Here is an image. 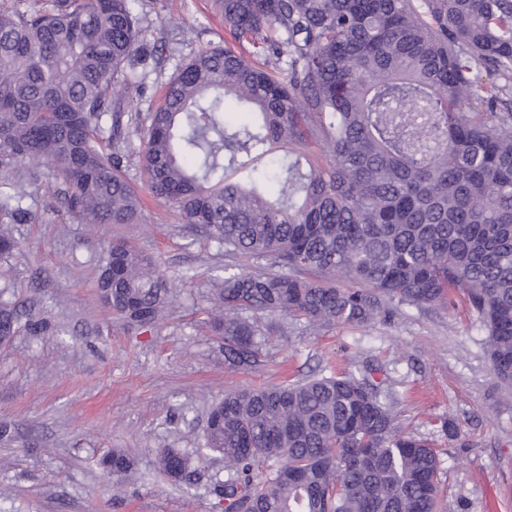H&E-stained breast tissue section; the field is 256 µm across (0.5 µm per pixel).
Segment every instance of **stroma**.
<instances>
[{"label": "stroma", "instance_id": "stroma-1", "mask_svg": "<svg viewBox=\"0 0 512 512\" xmlns=\"http://www.w3.org/2000/svg\"><path fill=\"white\" fill-rule=\"evenodd\" d=\"M135 8L148 26L145 79L122 96L121 110L146 113L182 61L232 39L214 0H137ZM138 145L133 138L122 147V169L142 201L138 223H80L51 178L25 200L36 220L16 225L22 249L6 278L10 300L33 325L0 345V424L10 428L0 439V512H215L208 484L223 477L222 463L207 462L189 489L159 474L158 450L195 454L208 409L225 390L348 368L362 348L397 396L399 429L437 451L445 512H487L492 495L501 512H512V388L494 374L479 323L458 298L404 307L390 323L365 328L312 329L284 317L266 365L230 371L209 324L224 248L153 197ZM119 238L168 279L171 304L145 333L125 327L97 292L94 270ZM113 448L135 458L120 481L97 465Z\"/></svg>", "mask_w": 512, "mask_h": 512}]
</instances>
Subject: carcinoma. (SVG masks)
<instances>
[{
  "instance_id": "cac0c4a2",
  "label": "carcinoma",
  "mask_w": 512,
  "mask_h": 512,
  "mask_svg": "<svg viewBox=\"0 0 512 512\" xmlns=\"http://www.w3.org/2000/svg\"><path fill=\"white\" fill-rule=\"evenodd\" d=\"M135 0H0V263L21 248L26 186L43 168L84 224H135L137 190L102 147L133 136L150 192L206 226L238 265L213 282L224 365L258 370L279 315L313 326L385 323L454 293L477 316L492 369L512 385V0H215L235 42L197 52L159 104L122 123L110 87L144 61ZM504 83L485 82L481 71ZM486 109L471 105L473 96ZM244 110L234 129L228 102ZM318 145L324 161L302 153ZM97 288L131 328L153 329L167 279L123 240ZM0 301V337L21 328ZM369 361L224 393L197 457L158 468L192 486L215 454L221 512H443L439 460L395 424ZM99 465L134 468L123 449Z\"/></svg>"
}]
</instances>
